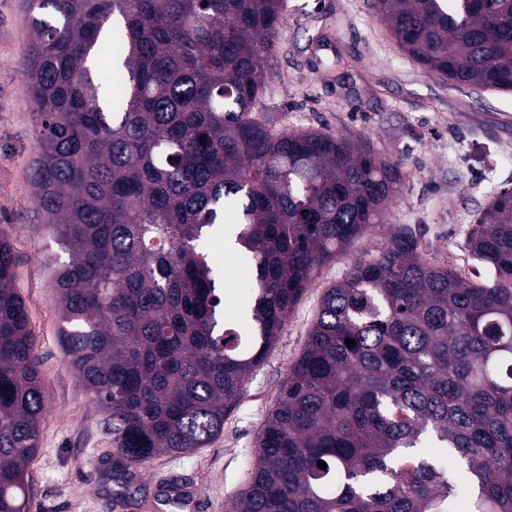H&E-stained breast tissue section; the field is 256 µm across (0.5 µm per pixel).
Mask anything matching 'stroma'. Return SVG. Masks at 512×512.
<instances>
[{
    "mask_svg": "<svg viewBox=\"0 0 512 512\" xmlns=\"http://www.w3.org/2000/svg\"><path fill=\"white\" fill-rule=\"evenodd\" d=\"M27 0H0V228L15 254V286L38 338L47 404L40 450L28 468L32 512H225L243 488L256 441L289 365L301 353L328 288L352 257L377 243H355L347 258L322 266L285 330L204 448L149 463L116 497L118 478L105 415L68 364L59 340L57 267L70 257L51 235L34 199L38 153L32 104L23 79L30 43ZM273 127L362 136L374 154L405 174L384 225L416 233L425 259L477 274L466 249L475 217L494 191L512 190V94L458 88L408 59L375 14L374 0H285L276 56L256 104ZM206 249L230 296L235 322L245 302L238 260H225L224 236Z\"/></svg>",
    "mask_w": 512,
    "mask_h": 512,
    "instance_id": "stroma-1",
    "label": "stroma"
}]
</instances>
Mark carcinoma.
I'll return each mask as SVG.
<instances>
[{
	"mask_svg": "<svg viewBox=\"0 0 512 512\" xmlns=\"http://www.w3.org/2000/svg\"><path fill=\"white\" fill-rule=\"evenodd\" d=\"M283 9L29 0L32 185L72 255L55 276L60 340L127 479L224 429L319 268L380 228L404 180L360 138L256 117ZM375 9L424 69L512 93V0ZM220 229L249 270L241 331L224 322L216 264L199 250ZM467 250L486 279L426 261L407 227L351 262L227 512H512V190L480 210ZM14 268L0 231V512H30L46 405Z\"/></svg>",
	"mask_w": 512,
	"mask_h": 512,
	"instance_id": "cac0c4a2",
	"label": "carcinoma"
}]
</instances>
